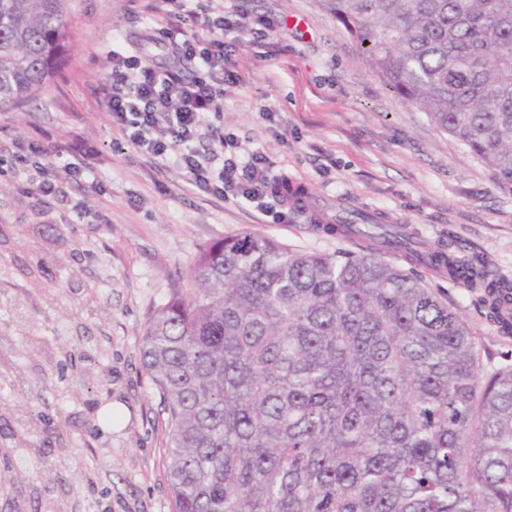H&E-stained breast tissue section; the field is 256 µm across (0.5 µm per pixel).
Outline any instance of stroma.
I'll return each mask as SVG.
<instances>
[{"mask_svg": "<svg viewBox=\"0 0 512 512\" xmlns=\"http://www.w3.org/2000/svg\"><path fill=\"white\" fill-rule=\"evenodd\" d=\"M276 23L260 60L241 33L239 75L217 125L269 174L305 187L316 209L357 208L432 245L456 242L512 282V193L458 141L388 90L320 0H240ZM151 0H72V41L31 103L0 109V157L39 147L58 187L0 173V472L17 468L10 434L36 424L43 453L22 482L0 487V512H169L167 432L140 359L145 326L186 283L199 246L242 231L307 252L353 242L293 207L262 212L198 189L178 154L151 160L114 125L101 94L111 51H135L192 78L187 62L149 42L163 26ZM70 145L59 153V145ZM87 174L73 179L69 164ZM467 322L488 370L512 367V336L486 318L480 292L427 274Z\"/></svg>", "mask_w": 512, "mask_h": 512, "instance_id": "1", "label": "stroma"}]
</instances>
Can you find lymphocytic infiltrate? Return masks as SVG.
I'll list each match as a JSON object with an SVG mask.
<instances>
[{
	"label": "lymphocytic infiltrate",
	"mask_w": 512,
	"mask_h": 512,
	"mask_svg": "<svg viewBox=\"0 0 512 512\" xmlns=\"http://www.w3.org/2000/svg\"><path fill=\"white\" fill-rule=\"evenodd\" d=\"M243 28L250 29L258 41L274 30L270 20L251 17L233 4L208 26L206 35L188 32L182 26L161 28L165 44L186 60L200 61L205 76L185 80L165 65H149L138 55L116 52L112 55V80L103 95L113 123L126 130L129 140L150 157L181 149L180 162L192 173L197 187L208 190L216 185L260 204L268 185L263 156L257 152L238 155L236 140L210 120L222 107L223 86L236 81L224 68L227 37ZM205 132L230 150L213 181L186 150L188 143Z\"/></svg>",
	"instance_id": "obj_1"
}]
</instances>
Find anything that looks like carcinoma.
<instances>
[{
  "mask_svg": "<svg viewBox=\"0 0 512 512\" xmlns=\"http://www.w3.org/2000/svg\"><path fill=\"white\" fill-rule=\"evenodd\" d=\"M369 70L512 192V0H321ZM70 0H0V108L46 88ZM304 210L306 188L281 184ZM359 250L243 231L201 246L145 328L169 438L170 512H512V368L486 372L469 327L423 278L512 283L476 254L422 253L392 224L321 216Z\"/></svg>",
  "mask_w": 512,
  "mask_h": 512,
  "instance_id": "cac0c4a2",
  "label": "carcinoma"
}]
</instances>
